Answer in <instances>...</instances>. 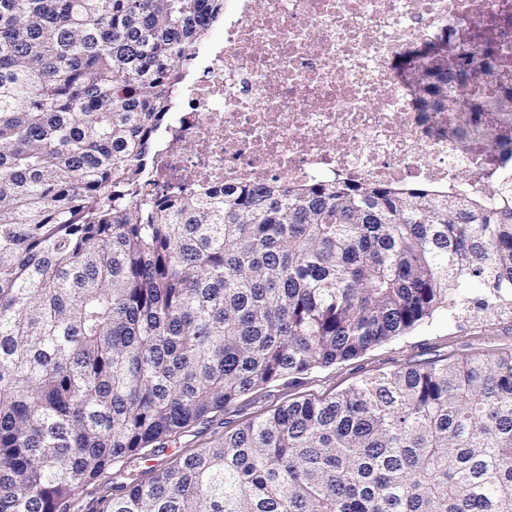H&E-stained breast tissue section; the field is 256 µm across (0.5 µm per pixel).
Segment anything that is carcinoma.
<instances>
[{
	"label": "carcinoma",
	"instance_id": "carcinoma-1",
	"mask_svg": "<svg viewBox=\"0 0 512 512\" xmlns=\"http://www.w3.org/2000/svg\"><path fill=\"white\" fill-rule=\"evenodd\" d=\"M224 0H0V512H512V352L293 400L99 478L273 381L512 314V190L315 180L146 196ZM483 43L456 78L491 74ZM448 73L419 77L431 110ZM484 290L479 299L470 289Z\"/></svg>",
	"mask_w": 512,
	"mask_h": 512
}]
</instances>
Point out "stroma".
Segmentation results:
<instances>
[{
	"label": "stroma",
	"mask_w": 512,
	"mask_h": 512,
	"mask_svg": "<svg viewBox=\"0 0 512 512\" xmlns=\"http://www.w3.org/2000/svg\"><path fill=\"white\" fill-rule=\"evenodd\" d=\"M512 352V316L486 321L470 315L449 317L441 311L405 334L379 344L365 353L334 365L270 383L252 390L169 439L164 448L131 459L129 470L163 467L175 451L203 448L247 421L269 413L291 399L330 396L380 373L411 364L447 362Z\"/></svg>",
	"instance_id": "35a3bbf8"
}]
</instances>
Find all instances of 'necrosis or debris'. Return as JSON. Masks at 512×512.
I'll return each instance as SVG.
<instances>
[{
  "label": "necrosis or debris",
  "instance_id": "necrosis-or-debris-1",
  "mask_svg": "<svg viewBox=\"0 0 512 512\" xmlns=\"http://www.w3.org/2000/svg\"><path fill=\"white\" fill-rule=\"evenodd\" d=\"M449 31L441 59L453 68L480 30L493 75L475 98L512 89V0H259L242 5L220 48L193 50L192 79L149 192L176 195L249 180L285 185L346 178H419L461 193L512 183V113L420 111V94L392 66ZM467 172L456 183L458 172Z\"/></svg>",
  "mask_w": 512,
  "mask_h": 512
}]
</instances>
